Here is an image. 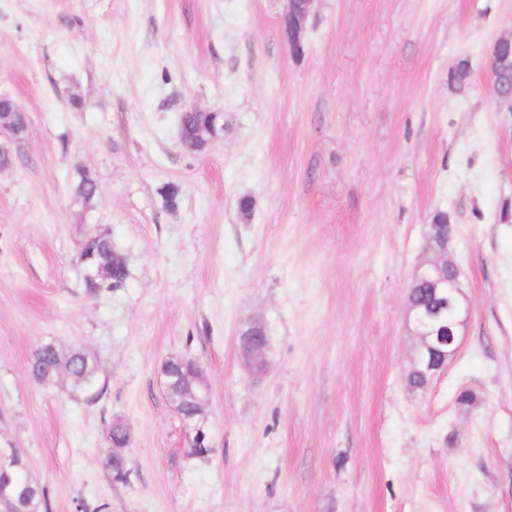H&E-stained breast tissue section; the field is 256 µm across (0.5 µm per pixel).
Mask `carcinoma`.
<instances>
[{
	"instance_id": "1",
	"label": "carcinoma",
	"mask_w": 512,
	"mask_h": 512,
	"mask_svg": "<svg viewBox=\"0 0 512 512\" xmlns=\"http://www.w3.org/2000/svg\"><path fill=\"white\" fill-rule=\"evenodd\" d=\"M491 84L503 91L512 89V67L493 72ZM0 118L21 125L27 123L25 113L19 105L8 97L0 98ZM211 117L205 112H183L179 116L184 136L197 139V132L205 129ZM96 179L85 171L79 173L74 186L75 196L84 203L97 195ZM79 258L85 265H96L99 275L95 282L84 281L90 293L101 289L121 288L125 285L129 272L112 273V267L124 264L123 258L115 251L112 238L106 231L96 228L84 231L80 244ZM407 299L428 309L437 303L431 289L416 288ZM168 374L166 394L175 404L181 418L186 421L205 419L204 408L197 395L204 393L201 369L196 362L183 357H171L164 362ZM31 377L44 387H53L66 378L72 387L79 391H90L97 383L98 365L96 358L82 346L64 344L57 340L40 343L29 359ZM112 454L106 459V467L117 482L127 480L129 469L122 448L129 442L128 425L115 421L109 429ZM0 512H48L47 492L44 485L30 474L26 462L16 448H0Z\"/></svg>"
}]
</instances>
